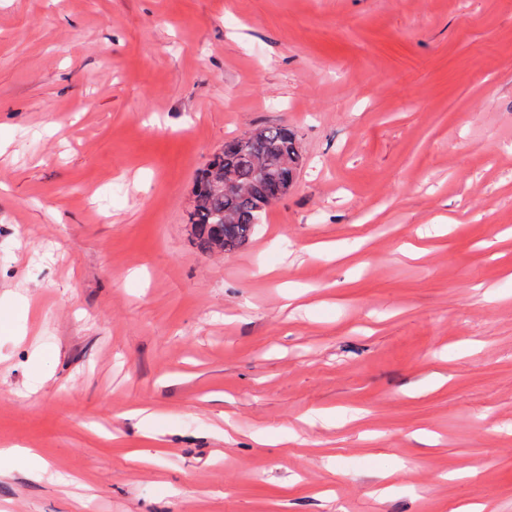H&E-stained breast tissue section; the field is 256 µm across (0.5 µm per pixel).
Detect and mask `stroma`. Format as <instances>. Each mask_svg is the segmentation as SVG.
I'll list each match as a JSON object with an SVG mask.
<instances>
[{
  "label": "stroma",
  "instance_id": "1",
  "mask_svg": "<svg viewBox=\"0 0 512 512\" xmlns=\"http://www.w3.org/2000/svg\"><path fill=\"white\" fill-rule=\"evenodd\" d=\"M267 125L292 190L198 252ZM14 444L0 512H512V0H0ZM259 131L257 137L243 134L226 139L196 174L191 235L197 249L204 254L232 251L248 242L268 208L282 199V189L294 179L300 158L294 131L279 125L262 127ZM286 157L288 166H283ZM256 158L274 164L280 180L269 181L257 173ZM226 169L238 183L247 186L245 197L224 196L222 190L214 187L215 178L224 176ZM224 211L233 213L234 218L224 222Z\"/></svg>",
  "mask_w": 512,
  "mask_h": 512
}]
</instances>
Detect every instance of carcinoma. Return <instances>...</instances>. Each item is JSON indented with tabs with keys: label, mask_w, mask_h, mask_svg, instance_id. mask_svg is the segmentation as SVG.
<instances>
[{
	"label": "carcinoma",
	"mask_w": 512,
	"mask_h": 512,
	"mask_svg": "<svg viewBox=\"0 0 512 512\" xmlns=\"http://www.w3.org/2000/svg\"><path fill=\"white\" fill-rule=\"evenodd\" d=\"M257 158L274 164L280 180L269 181L257 173ZM299 158L296 135L285 126L262 127L257 137L243 134L224 140L195 177L196 205L190 220L197 249L204 254L222 253L248 242L268 208L282 199V189L293 181ZM226 169L247 186L246 196H226L214 187L215 178Z\"/></svg>",
	"instance_id": "obj_1"
}]
</instances>
